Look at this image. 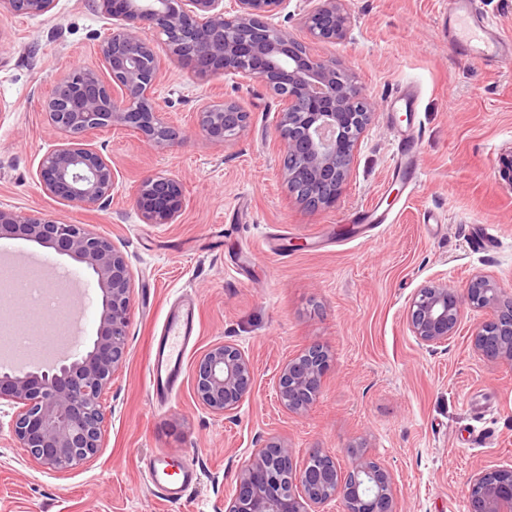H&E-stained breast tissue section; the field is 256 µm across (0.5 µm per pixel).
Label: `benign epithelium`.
Here are the masks:
<instances>
[{"label": "benign epithelium", "mask_w": 512, "mask_h": 512, "mask_svg": "<svg viewBox=\"0 0 512 512\" xmlns=\"http://www.w3.org/2000/svg\"><path fill=\"white\" fill-rule=\"evenodd\" d=\"M94 0L95 9L111 20L98 42L102 68L75 65L54 84L43 101L49 127L59 144L40 160L38 185L47 196L82 208L103 210L112 203L117 170L112 159L87 143L89 133L121 127L156 150L179 139V130L159 111L155 90L163 59L183 63L200 80L232 73L244 81L259 80L280 103L277 131L284 148L283 182L296 194L303 181L312 208H329L342 195L356 161L358 143L375 112L354 73L312 52L292 33L268 18L287 0ZM304 18L310 39L336 42L347 37L352 18L346 0H308ZM16 15L50 12L55 0H3ZM152 31L161 48L145 37ZM249 113L235 101L217 100L197 115L202 137L214 146L240 138ZM500 179L512 189V148L499 158ZM133 201L146 224H173L185 208L179 181L157 174L136 185ZM22 235L45 249L66 254L86 265L101 291L100 325L92 346L68 364L45 371L0 369V401L17 406L11 435L17 447L50 472H63L95 458L103 446L104 396L128 353L133 272L111 239L40 212L0 208V236ZM512 292L491 276L477 273L464 287L437 281L415 293L408 325L428 348L448 344L456 335L463 307L489 311L472 331L475 349L489 362L512 370V323L499 320ZM503 336L495 348L484 343ZM289 359L277 377V399L286 409L310 405L297 399L318 392L328 356L320 346ZM254 380L249 358L236 344L213 345L198 361L194 392L210 412L229 416L250 395ZM287 446L267 442L255 449L237 476L236 492L224 512H314L338 498L345 512H396L397 484L382 463L359 457L346 469L336 467L330 481H314L310 462L297 467ZM474 512H512V467L483 469L469 482Z\"/></svg>", "instance_id": "7a95c632"}]
</instances>
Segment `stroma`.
<instances>
[{
    "mask_svg": "<svg viewBox=\"0 0 512 512\" xmlns=\"http://www.w3.org/2000/svg\"><path fill=\"white\" fill-rule=\"evenodd\" d=\"M346 6V39L313 49L351 69L376 110L333 207L312 211L289 194L278 103L260 81H200L169 64L158 103L180 141L155 150L127 130L92 133L119 177L110 207L84 210L37 186L40 159L59 143L42 101L73 63L100 67L97 44L110 22L92 0H57L35 17L0 4V207L87 225L124 252L134 274L128 355L105 395L98 456L62 473L43 469L11 436L14 407L0 406V512H224L239 471L268 439L286 442L298 465L315 449L343 467L358 454L380 461L397 481V512H469V478L512 466V371L472 343L486 311L464 308L456 335L434 351L407 323L412 297L432 281L459 288L482 272L512 290V188L496 170L512 146V61L491 71L453 53L440 32L444 0ZM409 80L421 87L414 121L424 157L412 189L393 173L386 118ZM215 99L249 113L244 135L224 146L206 142L196 124ZM148 173L181 183L186 208L176 223L142 221L132 193ZM375 202L387 223L360 224ZM431 214L436 224H427ZM0 256L18 274L47 259L44 280L84 353L101 314L93 273L18 236L0 238ZM183 298L197 303L196 331L178 386L159 404L148 362ZM218 342L237 344L254 368L253 392L231 419L199 405L193 390L199 359ZM315 345L329 368L308 410L288 411L277 402V375ZM159 453L198 473L178 501L161 499L144 477Z\"/></svg>",
    "mask_w": 512,
    "mask_h": 512,
    "instance_id": "stroma-1",
    "label": "stroma"
}]
</instances>
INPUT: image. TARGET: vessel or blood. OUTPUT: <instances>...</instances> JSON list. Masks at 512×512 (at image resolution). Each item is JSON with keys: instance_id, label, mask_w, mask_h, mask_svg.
<instances>
[{"instance_id": "1", "label": "vessel or blood", "mask_w": 512, "mask_h": 512, "mask_svg": "<svg viewBox=\"0 0 512 512\" xmlns=\"http://www.w3.org/2000/svg\"><path fill=\"white\" fill-rule=\"evenodd\" d=\"M476 0H447L448 41L463 57L496 67L512 60V41L496 32L488 20L475 8ZM422 151L419 132L403 129L397 135L394 169L407 184L417 185L421 175ZM196 305L188 301L171 313L165 332L149 363V381L156 400L167 398L177 385L183 371L185 347L195 331ZM146 479L165 497L175 501L195 482L194 471L182 473L180 482L173 483L162 461L150 463Z\"/></svg>"}]
</instances>
